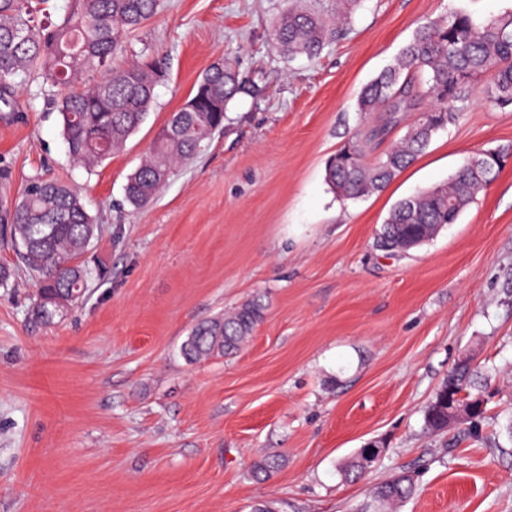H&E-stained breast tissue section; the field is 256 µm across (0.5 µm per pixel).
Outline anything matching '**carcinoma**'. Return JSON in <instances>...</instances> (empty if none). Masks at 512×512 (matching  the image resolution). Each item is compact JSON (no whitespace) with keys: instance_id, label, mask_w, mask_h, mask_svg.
I'll list each match as a JSON object with an SVG mask.
<instances>
[{"instance_id":"carcinoma-1","label":"carcinoma","mask_w":512,"mask_h":512,"mask_svg":"<svg viewBox=\"0 0 512 512\" xmlns=\"http://www.w3.org/2000/svg\"><path fill=\"white\" fill-rule=\"evenodd\" d=\"M49 0H0V103L9 108L12 91L34 76L58 89L61 136L72 159L93 165L121 150L146 120L158 74L148 63L115 66L124 39L153 19L161 0H68L54 20L42 8ZM346 19L331 25L287 0L273 22L271 40L283 57L314 58L343 30ZM488 79L481 93L492 110L512 108V11L484 19L464 9L419 24L394 62L360 92L357 110L365 116L383 113L381 124L355 132L336 151L326 169V182L343 200L358 199L384 189L410 167L433 136L465 108L471 92ZM241 92L228 61L211 65L188 100L190 109L172 113L153 146L127 178L125 197L134 207L150 204L174 171L191 162L215 130L224 124L229 103ZM430 113L405 126V133L374 160L376 148L405 114ZM512 157V143L494 153L466 156L448 182L399 200L381 225L378 242L398 251L410 239L429 241L454 224L461 213L498 176ZM99 225L87 211L79 191L68 185L31 179L18 200H0V240L16 251L35 277L33 320L50 324L63 318L88 289L91 271L82 261ZM266 312L265 296L256 293L233 311L198 322L181 345L182 355L197 361L232 355L252 335ZM469 363H457L442 381L425 410L427 429H448V397L466 394L473 421L484 418L487 396L475 389ZM378 457L364 448L344 475L359 477ZM282 465L266 455L251 467L257 481L269 479ZM418 484L402 471L376 490L389 505L411 498Z\"/></svg>"}]
</instances>
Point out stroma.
<instances>
[{
  "instance_id": "35a3bbf8",
  "label": "stroma",
  "mask_w": 512,
  "mask_h": 512,
  "mask_svg": "<svg viewBox=\"0 0 512 512\" xmlns=\"http://www.w3.org/2000/svg\"><path fill=\"white\" fill-rule=\"evenodd\" d=\"M352 21L313 59L270 39L285 0H163L123 60L153 64L154 104L94 169L69 156L56 88L15 89L0 112V194L40 175L77 187L100 232L101 271L52 324L29 317L35 279L13 249L0 288V512H378L377 485L417 473L393 512H512V163L456 223L405 253L377 233L401 198L442 183L464 156L512 142V110L472 93L460 119L377 194L341 200L327 159L365 119L362 88L418 22L512 0H301ZM229 60L246 91L208 147L148 206L124 186L203 72ZM264 294V322L231 358L186 361L201 319ZM490 366L477 434L433 433L424 410L462 358ZM380 455L359 480L339 467ZM263 454L282 465L249 475Z\"/></svg>"
}]
</instances>
